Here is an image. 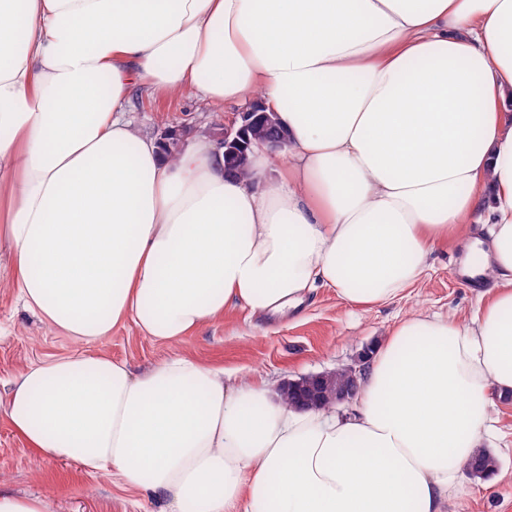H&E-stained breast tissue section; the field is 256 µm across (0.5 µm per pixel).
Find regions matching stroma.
I'll return each mask as SVG.
<instances>
[{
  "label": "stroma",
  "mask_w": 512,
  "mask_h": 512,
  "mask_svg": "<svg viewBox=\"0 0 512 512\" xmlns=\"http://www.w3.org/2000/svg\"><path fill=\"white\" fill-rule=\"evenodd\" d=\"M227 108L205 103L191 93L173 97L133 95L126 114L137 135L158 140L165 132L182 134L184 143L208 139ZM463 246L444 242L430 257L427 273L403 296L370 308L350 305L329 288L305 296L300 307L280 318L252 317L235 310L208 323L176 344L157 343L132 323L113 329L101 345L113 359L145 371L178 352L223 368L288 382L362 364L363 354L386 335L401 316L415 311L471 317L479 291L457 275ZM71 339L56 334L24 311L13 288L0 279V397L27 364L76 351ZM493 433L480 445L498 459L494 475L460 476L458 491L445 512H512V400L497 404ZM0 481L13 493L50 497L53 512H159L161 504L109 478L91 476L76 465L26 451L9 423L0 419Z\"/></svg>",
  "instance_id": "1"
}]
</instances>
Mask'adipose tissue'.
Wrapping results in <instances>:
<instances>
[{
	"label": "adipose tissue",
	"mask_w": 512,
	"mask_h": 512,
	"mask_svg": "<svg viewBox=\"0 0 512 512\" xmlns=\"http://www.w3.org/2000/svg\"><path fill=\"white\" fill-rule=\"evenodd\" d=\"M137 90L261 102L288 131L279 181L255 188L260 145L245 176L213 141L167 156L124 118ZM511 91L512 0H0L7 281L81 345L20 371L0 416L165 512H443L512 397ZM450 239L489 285L476 313L398 319L344 415L98 348L121 323L173 344L320 286L387 302Z\"/></svg>",
	"instance_id": "ef3b65f1"
}]
</instances>
